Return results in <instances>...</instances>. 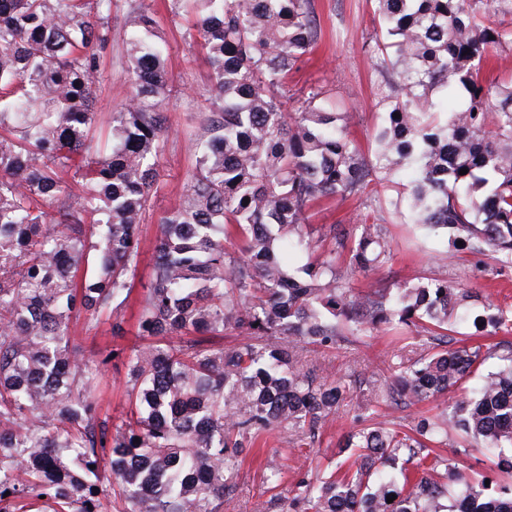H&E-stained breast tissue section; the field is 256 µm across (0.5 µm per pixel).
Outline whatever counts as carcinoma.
I'll list each match as a JSON object with an SVG mask.
<instances>
[{
    "mask_svg": "<svg viewBox=\"0 0 512 512\" xmlns=\"http://www.w3.org/2000/svg\"><path fill=\"white\" fill-rule=\"evenodd\" d=\"M112 3L0 0V512L17 499L101 512L110 494L124 512H215L246 444L278 431L312 447L345 405L370 424L291 497L271 495L279 512H512V341L452 337L507 332L512 309L434 270L352 288L390 262L387 227L360 213L310 224L318 200H360L375 183L438 240L437 267L462 251L492 259V275L512 268V79L488 69L512 29L491 19L493 2L371 0L381 36L370 54L387 75L372 162L349 136L353 113L323 89L288 111V79L319 38L313 0H191L184 37L199 40L216 101L161 220L121 417L92 395L119 352L85 358L70 326L104 316L113 338L127 334L170 76L156 20L129 0L132 91L96 134ZM442 91L465 103L440 112ZM404 164L418 177L403 189L391 173ZM399 330L414 347L355 388L317 381L303 357ZM235 334L244 341L220 343ZM441 397L435 416L377 420L384 406ZM450 433L507 480L456 471L438 452Z\"/></svg>",
    "mask_w": 512,
    "mask_h": 512,
    "instance_id": "1",
    "label": "carcinoma"
}]
</instances>
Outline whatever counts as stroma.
I'll use <instances>...</instances> for the list:
<instances>
[{
    "mask_svg": "<svg viewBox=\"0 0 512 512\" xmlns=\"http://www.w3.org/2000/svg\"><path fill=\"white\" fill-rule=\"evenodd\" d=\"M154 14L168 42V66L174 91L164 111L169 118L159 160L161 176L151 189L150 208L142 228L141 257L134 280L136 288L148 282L154 263L155 244L162 218L170 210L186 186L192 165L188 138L197 127V118L207 111L214 91L211 73L196 43L186 40L183 32L192 21L187 10L171 13L169 0H143ZM320 27V39L312 62L289 81L291 92L316 86L332 88L341 107L354 114L350 132L365 155L374 152L373 136L380 118L373 107L375 93L385 78L374 69L369 48L379 32L377 19L369 0H313ZM125 0L112 5V44L101 58V82L95 103V125L108 124L113 112L124 104L130 92L123 38ZM371 218L387 220L393 238L391 269L398 279L420 276L429 264L435 247L432 238L410 224L393 222L390 209L371 205ZM467 272L468 287L489 293L495 304L512 306V271L495 278L483 267L474 265L471 257L460 262ZM401 343L383 334L363 338L361 342L332 352L313 355L315 374L321 380H333L356 374L370 377L385 372L396 363ZM127 377L125 360L111 362L99 376L97 394L103 411L117 416L127 409L124 385ZM356 423L350 409L340 410L336 421L327 425L319 445L292 454L287 450L286 434L271 432L258 439L244 452L245 461L234 473L231 498L217 512H264L270 497L265 482L268 464H276L281 472V486L294 488L307 471L326 465L340 437Z\"/></svg>",
    "mask_w": 512,
    "mask_h": 512,
    "instance_id": "stroma-1",
    "label": "stroma"
}]
</instances>
